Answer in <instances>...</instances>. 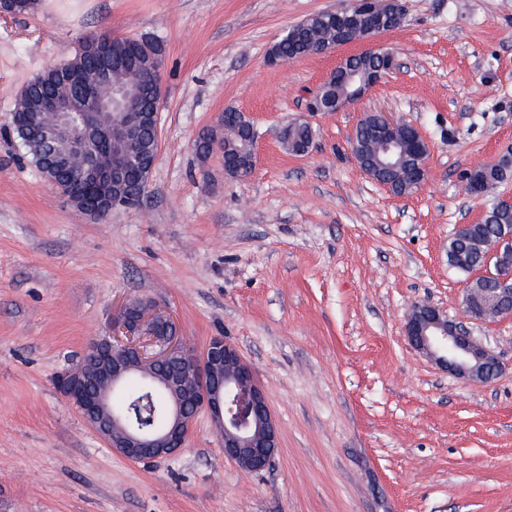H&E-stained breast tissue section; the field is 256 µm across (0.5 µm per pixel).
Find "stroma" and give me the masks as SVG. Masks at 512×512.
<instances>
[{
  "label": "stroma",
  "instance_id": "35a3bbf8",
  "mask_svg": "<svg viewBox=\"0 0 512 512\" xmlns=\"http://www.w3.org/2000/svg\"><path fill=\"white\" fill-rule=\"evenodd\" d=\"M343 0H40L0 16V512H512V318L473 327L502 372L478 385L413 350V304L460 316L473 276L448 240L483 199L459 175L512 151V0H403L382 37L398 67L339 112L319 86L366 44L273 65L289 26ZM148 35L165 54L160 145L141 207L85 214L24 155L10 114L26 83L83 38ZM257 131V162L225 175L197 134L225 109ZM381 111L417 127L429 178L395 196L350 139ZM309 121L307 154L282 123ZM176 319L188 346L233 343L280 428L266 471L240 470L200 414L178 454L133 462L58 391L128 299Z\"/></svg>",
  "mask_w": 512,
  "mask_h": 512
}]
</instances>
